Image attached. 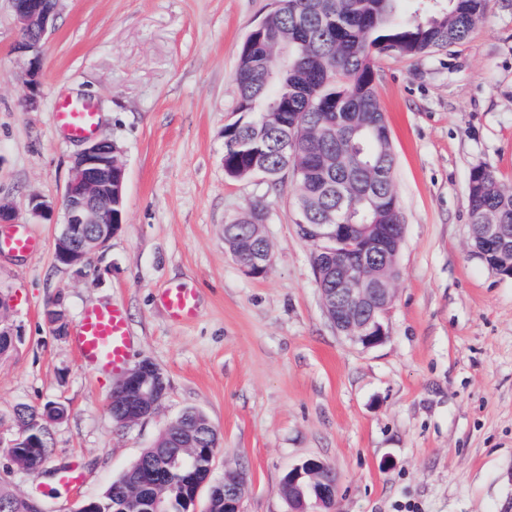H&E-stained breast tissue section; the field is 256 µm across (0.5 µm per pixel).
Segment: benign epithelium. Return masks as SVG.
Wrapping results in <instances>:
<instances>
[{
	"mask_svg": "<svg viewBox=\"0 0 512 512\" xmlns=\"http://www.w3.org/2000/svg\"><path fill=\"white\" fill-rule=\"evenodd\" d=\"M18 24L15 50L27 58L28 84L36 87L41 78L43 42L52 27L58 0H10ZM126 164L122 150L109 138H87L73 158L69 178L57 203L40 196L30 198L31 212L45 217L55 208L62 209L64 222L55 240L54 258L58 266L84 270L94 256L104 252L112 237L120 230L121 212L125 205ZM267 218L252 225V237L261 240L265 249L244 250L233 256L250 277L265 274L272 264V250L265 232ZM309 240L336 242L342 225L305 224ZM473 236L480 256L492 249L512 247L501 235L498 224H474ZM403 236L389 235V225H374L373 235L350 241L346 252L325 251L322 262L314 263L315 274L324 265L336 271V288L320 289L326 316L336 330L352 344L364 349L383 344L388 331L384 320L394 299V279L384 276L388 268L397 270V259ZM167 395V385L160 370L143 360L128 369L113 388L110 405L126 413L127 421L136 422L156 412ZM63 421L57 406L42 409L31 419L18 424L9 435L0 432V447L12 449L9 470L28 472L24 456L38 447L35 429H49ZM327 463L309 458L294 467L284 478L289 512H312L310 507L332 509L336 500V481L328 475ZM245 481L237 470L224 471V512H242Z\"/></svg>",
	"mask_w": 512,
	"mask_h": 512,
	"instance_id": "1",
	"label": "benign epithelium"
}]
</instances>
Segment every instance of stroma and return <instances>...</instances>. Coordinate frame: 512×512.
Returning a JSON list of instances; mask_svg holds the SVG:
<instances>
[{
    "label": "stroma",
    "instance_id": "stroma-1",
    "mask_svg": "<svg viewBox=\"0 0 512 512\" xmlns=\"http://www.w3.org/2000/svg\"><path fill=\"white\" fill-rule=\"evenodd\" d=\"M273 0H59L38 89L14 49L17 23L0 0V201L42 242L0 252V319L16 332L0 357V429L18 404L64 403L38 474L7 475L18 497L76 512L188 408L207 415L225 468L246 479L244 512H288L284 476L310 457L336 475L334 512H512V278L472 248L467 183L491 167L512 185V0H490L469 39L422 58L383 57L376 90L395 156L404 222L389 337L365 350L327 319L296 232L292 180L275 191L224 174V129L239 114L234 73ZM64 97L93 103L96 136L127 164L125 222L96 272L58 267L62 212L32 216L30 196L63 194L80 142L54 124ZM269 208L273 262L247 276L224 245L227 221ZM195 289L199 314L173 321L161 289ZM61 301L76 326L91 307H122L130 364L163 372L158 411L117 427L118 380L88 367L45 310ZM79 465L84 480L61 483Z\"/></svg>",
    "mask_w": 512,
    "mask_h": 512
}]
</instances>
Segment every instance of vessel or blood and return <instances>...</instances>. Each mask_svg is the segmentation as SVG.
I'll use <instances>...</instances> for the list:
<instances>
[{"mask_svg": "<svg viewBox=\"0 0 512 512\" xmlns=\"http://www.w3.org/2000/svg\"><path fill=\"white\" fill-rule=\"evenodd\" d=\"M55 121L69 138L79 140L97 128L98 114L89 103L68 97L58 101ZM4 249L35 254L39 252L40 244L26 231L17 228L7 235H0V251ZM160 302L175 321L189 322L198 315V299L194 289H164ZM75 336L76 345L86 364L115 373L125 368L130 356L131 337L122 308L112 306L87 310Z\"/></svg>", "mask_w": 512, "mask_h": 512, "instance_id": "b4317fda", "label": "vessel or blood"}]
</instances>
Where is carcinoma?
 <instances>
[{
    "instance_id": "carcinoma-1",
    "label": "carcinoma",
    "mask_w": 512,
    "mask_h": 512,
    "mask_svg": "<svg viewBox=\"0 0 512 512\" xmlns=\"http://www.w3.org/2000/svg\"><path fill=\"white\" fill-rule=\"evenodd\" d=\"M490 0H278L265 28L257 34L263 47L242 45L235 81L237 122L226 127L224 173L245 180L259 165L268 183L286 176L296 185L297 233L301 224H323L336 214L348 224L347 236H361L357 224H400L393 204L395 157L375 91V61L384 55L421 58L468 39L483 21ZM288 48V69L271 76L265 48ZM269 112L264 134L254 132L255 117ZM293 134L299 158L288 163L280 138ZM468 208L472 224H501L512 236V188L488 166L471 168ZM247 210L231 221L226 232L234 245L251 236ZM199 449V475L211 472L210 449L219 437L201 411H183L176 426L146 448L115 482L139 484L140 494L127 501L105 492L94 499L95 512H155L154 492L145 473L164 474L174 484L169 512H189L194 490L183 483L176 467L180 449ZM52 454L44 434L33 466L41 469ZM6 512H26L25 501L0 487Z\"/></svg>"
}]
</instances>
